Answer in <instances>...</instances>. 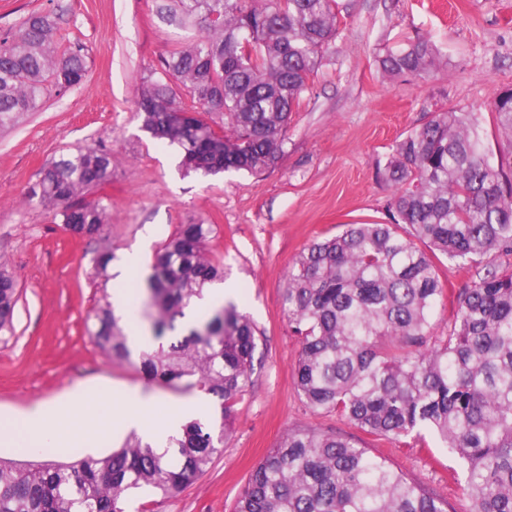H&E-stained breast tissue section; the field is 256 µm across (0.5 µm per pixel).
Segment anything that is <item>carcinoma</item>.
Here are the masks:
<instances>
[{
  "label": "carcinoma",
  "instance_id": "carcinoma-1",
  "mask_svg": "<svg viewBox=\"0 0 512 512\" xmlns=\"http://www.w3.org/2000/svg\"><path fill=\"white\" fill-rule=\"evenodd\" d=\"M173 2L206 36L170 51L161 74L143 83L142 130L178 148L187 175L275 167L291 112L336 34L335 0ZM56 33L53 15L32 13L0 39V125L40 111L50 89L86 81L81 46L58 52ZM248 34L254 47L245 55L238 43ZM380 64L390 75L424 76L439 56L420 40ZM211 112L224 113L223 133L205 118ZM490 112L512 140V88L494 96ZM111 176L110 153L86 146L45 168L26 193L96 244L105 284L111 204L84 194ZM384 176L396 187L391 223L347 224L316 239L288 273L281 299L299 344L297 394L310 411L337 413L391 443L436 433L462 465L469 512H512V266L489 261L512 256V176L490 161L478 120L454 110L396 140ZM214 234L202 220L179 225L127 295L159 341L138 356L144 379L218 398L221 423L191 418L161 447L132 435L108 455L69 464L0 460V512H125L143 488L177 496L224 453L234 405L253 385L255 326L230 302L166 337L224 281V264L208 255ZM442 257L465 273L487 267L460 293L448 334L430 346ZM18 301L13 277L0 270V337L13 333ZM88 333L112 361L130 360L127 325L111 302L95 310ZM234 512H448V501L356 439L293 428L253 471Z\"/></svg>",
  "mask_w": 512,
  "mask_h": 512
}]
</instances>
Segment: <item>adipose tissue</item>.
<instances>
[{
  "label": "adipose tissue",
  "instance_id": "obj_1",
  "mask_svg": "<svg viewBox=\"0 0 512 512\" xmlns=\"http://www.w3.org/2000/svg\"><path fill=\"white\" fill-rule=\"evenodd\" d=\"M112 394L121 400L120 408L99 403V394L94 386L76 388L73 397L64 405L54 408L37 405L19 416L0 417V439L23 436L37 448H55L59 445L57 435L47 433L45 422L56 418L65 423L68 431L82 433L87 444H94L101 422H109L118 431H136L144 439L161 440L167 432L178 429L188 417L196 412L194 401L178 403L164 421H155L150 409L154 402L151 395L140 391L113 388Z\"/></svg>",
  "mask_w": 512,
  "mask_h": 512
}]
</instances>
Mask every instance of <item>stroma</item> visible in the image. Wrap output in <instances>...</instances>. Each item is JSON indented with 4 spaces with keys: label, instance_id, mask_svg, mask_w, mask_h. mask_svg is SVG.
Here are the masks:
<instances>
[{
    "label": "stroma",
    "instance_id": "stroma-1",
    "mask_svg": "<svg viewBox=\"0 0 512 512\" xmlns=\"http://www.w3.org/2000/svg\"><path fill=\"white\" fill-rule=\"evenodd\" d=\"M170 0H0V37L31 13L57 16L60 45L80 44L89 72L84 85L51 92L42 109L0 126V256L20 293L15 332L0 342V415L57 400L78 383L142 388L156 404L186 399L147 383L135 362L116 363L87 331L104 288L94 274L95 246L68 234L51 213L25 200L42 171L75 149L103 145L112 176L94 196L112 203L104 233L114 257L141 249L153 259L182 224L214 225L210 252L224 263V283L256 325L263 366L235 407L224 453L178 497L149 490L130 497L128 512H230L250 474L285 430L312 428L363 438L408 478L429 485L448 512L469 501L448 476L455 458L434 435L426 448L377 441L335 413H314L294 386L298 343L281 303L294 258L313 239L347 224L385 223L395 188L383 177L391 147L432 114L475 115L494 163H512V141L494 125V93L512 87V0H336L338 32L291 116L283 155L258 174H184L175 148L159 144L136 117L138 88L168 53L201 29L163 12ZM432 42L440 65L428 77L387 76V51ZM444 288L433 319L447 331L460 291L472 277L441 263ZM104 431L91 447L22 453L0 443V457L70 462L109 454L124 442Z\"/></svg>",
    "mask_w": 512,
    "mask_h": 512
}]
</instances>
